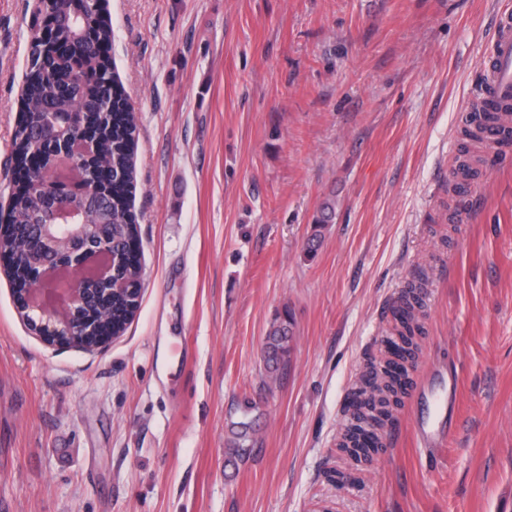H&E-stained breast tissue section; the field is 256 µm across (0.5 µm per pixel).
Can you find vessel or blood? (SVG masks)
<instances>
[{
	"instance_id": "obj_1",
	"label": "vessel or blood",
	"mask_w": 512,
	"mask_h": 512,
	"mask_svg": "<svg viewBox=\"0 0 512 512\" xmlns=\"http://www.w3.org/2000/svg\"><path fill=\"white\" fill-rule=\"evenodd\" d=\"M480 98L487 106L512 105V18L501 17L487 61Z\"/></svg>"
}]
</instances>
